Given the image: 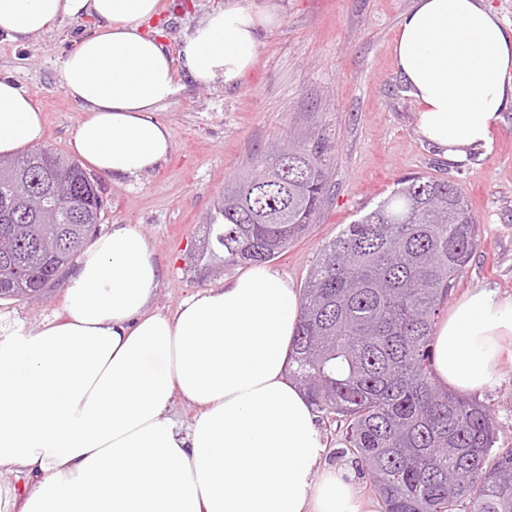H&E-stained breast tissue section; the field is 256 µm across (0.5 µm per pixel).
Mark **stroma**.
I'll list each match as a JSON object with an SVG mask.
<instances>
[{"label": "stroma", "mask_w": 512, "mask_h": 512, "mask_svg": "<svg viewBox=\"0 0 512 512\" xmlns=\"http://www.w3.org/2000/svg\"><path fill=\"white\" fill-rule=\"evenodd\" d=\"M219 0H161L151 27L177 53L185 29ZM280 22L268 33L246 78L231 88L183 82L157 118L172 136V155L135 185L102 177L105 214L98 231L129 224L153 249L162 277L153 302L170 314L186 297L230 279L221 265H191L202 219L225 185L251 172L257 156L282 144L324 146L330 174L321 215L272 268L303 288L322 244L373 208L404 176L444 179L463 191L478 240L448 295L486 287L512 295V110L489 147L455 164L418 134L417 103L401 83L392 52L399 19L412 0H277ZM92 20L65 21L22 46L0 43V74H11L44 115L43 146L69 153L86 114L61 88L59 63ZM64 287L29 299L0 300V325L37 326L60 312ZM490 404L498 447L512 448V363L479 393Z\"/></svg>", "instance_id": "35a3bbf8"}]
</instances>
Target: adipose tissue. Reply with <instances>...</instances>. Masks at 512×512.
Segmentation results:
<instances>
[{
	"mask_svg": "<svg viewBox=\"0 0 512 512\" xmlns=\"http://www.w3.org/2000/svg\"><path fill=\"white\" fill-rule=\"evenodd\" d=\"M160 0H0V39L24 44L63 20L94 28L61 60V87L87 113L70 146L91 169L129 185L166 163L156 118L182 78L232 87L279 23L275 0H224L189 28L177 55L146 27ZM393 55L419 107L418 133L448 161L485 147L512 109V26L486 0H414ZM29 92L0 75V155L41 142ZM160 270L127 224L94 238L62 311L0 339V512H376L343 470L286 375L300 290L251 265L153 310ZM512 346V296L476 287L434 339L437 385L492 388ZM198 407L190 426L175 402ZM27 473L29 488L6 481Z\"/></svg>",
	"mask_w": 512,
	"mask_h": 512,
	"instance_id": "ef3b65f1",
	"label": "adipose tissue"
}]
</instances>
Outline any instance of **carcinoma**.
<instances>
[{
    "label": "carcinoma",
    "mask_w": 512,
    "mask_h": 512,
    "mask_svg": "<svg viewBox=\"0 0 512 512\" xmlns=\"http://www.w3.org/2000/svg\"><path fill=\"white\" fill-rule=\"evenodd\" d=\"M323 155L304 145L261 155L269 181L224 188L194 261L230 268L280 257L322 209ZM3 163L12 176L0 178V273L23 272L12 297L37 296L77 263L104 200L100 187L86 191L76 224L73 203L47 194L43 172L83 187L93 175L42 147ZM477 237L455 184L405 177L322 244L303 289L290 376L336 422L340 454L365 465L382 512H512V448L494 447L491 406L432 377L435 318Z\"/></svg>",
    "instance_id": "carcinoma-1"
}]
</instances>
